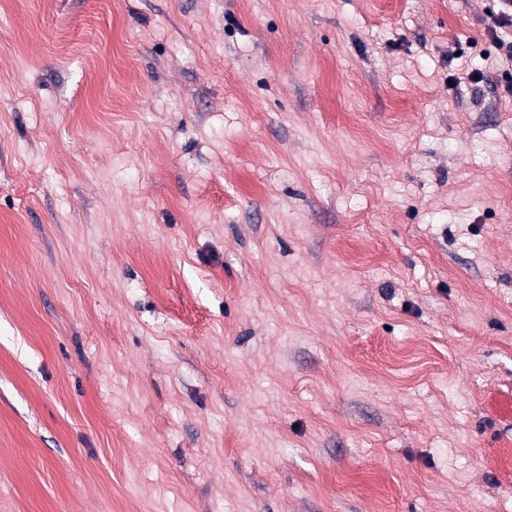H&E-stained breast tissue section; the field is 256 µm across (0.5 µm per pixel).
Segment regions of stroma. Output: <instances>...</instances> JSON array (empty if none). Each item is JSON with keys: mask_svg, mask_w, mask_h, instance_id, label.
<instances>
[{"mask_svg": "<svg viewBox=\"0 0 512 512\" xmlns=\"http://www.w3.org/2000/svg\"><path fill=\"white\" fill-rule=\"evenodd\" d=\"M495 10L0 0V512H512Z\"/></svg>", "mask_w": 512, "mask_h": 512, "instance_id": "1", "label": "stroma"}]
</instances>
